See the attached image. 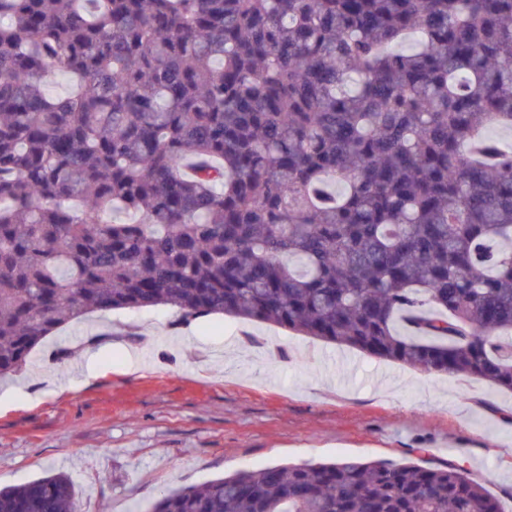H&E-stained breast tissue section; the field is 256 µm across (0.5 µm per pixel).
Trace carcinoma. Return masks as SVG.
Masks as SVG:
<instances>
[{
	"label": "carcinoma",
	"mask_w": 512,
	"mask_h": 512,
	"mask_svg": "<svg viewBox=\"0 0 512 512\" xmlns=\"http://www.w3.org/2000/svg\"><path fill=\"white\" fill-rule=\"evenodd\" d=\"M495 126L512 0H0V376L71 320L168 306L512 393ZM0 512L81 508L55 473ZM151 512L503 510L453 465L343 459Z\"/></svg>",
	"instance_id": "cac0c4a2"
}]
</instances>
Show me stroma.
<instances>
[{"label":"stroma","mask_w":512,"mask_h":512,"mask_svg":"<svg viewBox=\"0 0 512 512\" xmlns=\"http://www.w3.org/2000/svg\"><path fill=\"white\" fill-rule=\"evenodd\" d=\"M341 458L459 466L512 512V393L167 306L72 321L0 379V489L65 472L83 512Z\"/></svg>","instance_id":"35a3bbf8"}]
</instances>
